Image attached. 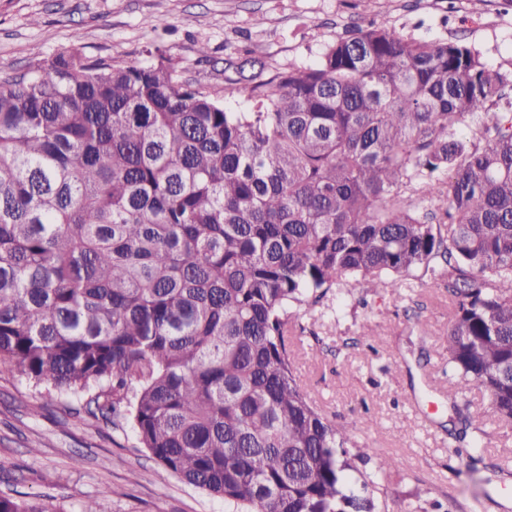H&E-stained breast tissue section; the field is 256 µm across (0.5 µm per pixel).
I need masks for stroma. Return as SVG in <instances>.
Wrapping results in <instances>:
<instances>
[{"label": "stroma", "instance_id": "obj_1", "mask_svg": "<svg viewBox=\"0 0 512 512\" xmlns=\"http://www.w3.org/2000/svg\"><path fill=\"white\" fill-rule=\"evenodd\" d=\"M370 21L408 39H461L512 76V0H0V78L77 39L87 54L127 63L161 42L184 81L219 91L225 58L310 64ZM334 307L291 308L295 370L330 418L375 448L376 459L358 469L377 474L389 512H512V425L479 387L459 389L448 369L443 280L409 279L368 297L354 288ZM452 395L483 423L476 459L468 441L448 435ZM78 407L18 372L0 373V495L57 512H81L89 500L97 512H224L223 499L161 477L127 426L76 419ZM380 457L397 467L378 473Z\"/></svg>", "mask_w": 512, "mask_h": 512}]
</instances>
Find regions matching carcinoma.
Listing matches in <instances>:
<instances>
[{"label":"carcinoma","mask_w":512,"mask_h":512,"mask_svg":"<svg viewBox=\"0 0 512 512\" xmlns=\"http://www.w3.org/2000/svg\"><path fill=\"white\" fill-rule=\"evenodd\" d=\"M146 53L0 79V372L130 426L227 512H382L288 314L421 270L448 281V367L512 423V79L374 22L309 65L228 58L221 95Z\"/></svg>","instance_id":"cac0c4a2"}]
</instances>
